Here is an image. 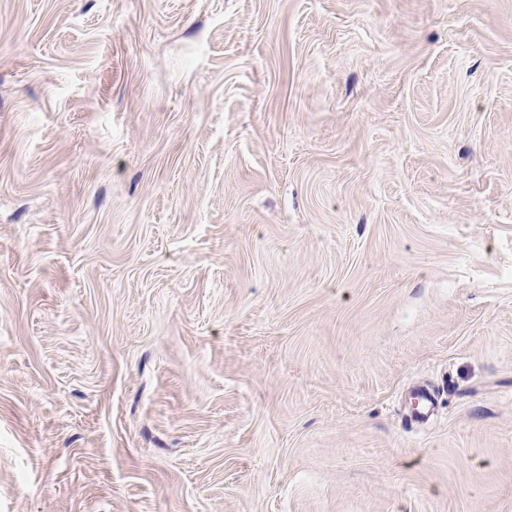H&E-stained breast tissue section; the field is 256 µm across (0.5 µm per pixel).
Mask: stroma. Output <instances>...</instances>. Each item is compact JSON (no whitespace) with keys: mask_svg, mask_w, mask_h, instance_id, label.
I'll return each instance as SVG.
<instances>
[{"mask_svg":"<svg viewBox=\"0 0 512 512\" xmlns=\"http://www.w3.org/2000/svg\"><path fill=\"white\" fill-rule=\"evenodd\" d=\"M0 512H512V0H0Z\"/></svg>","mask_w":512,"mask_h":512,"instance_id":"1","label":"stroma"}]
</instances>
